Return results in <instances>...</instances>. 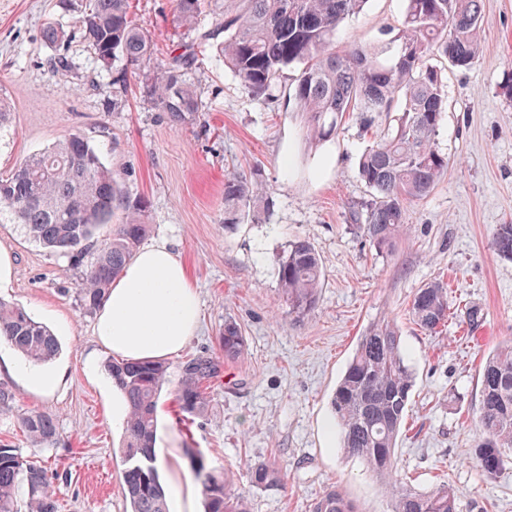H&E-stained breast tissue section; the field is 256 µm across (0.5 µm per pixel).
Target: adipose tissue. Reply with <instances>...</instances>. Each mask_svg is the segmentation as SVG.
<instances>
[{
	"label": "adipose tissue",
	"instance_id": "1",
	"mask_svg": "<svg viewBox=\"0 0 512 512\" xmlns=\"http://www.w3.org/2000/svg\"><path fill=\"white\" fill-rule=\"evenodd\" d=\"M201 304L179 253L159 239L141 247L101 304L94 333L117 359L162 360L183 349Z\"/></svg>",
	"mask_w": 512,
	"mask_h": 512
}]
</instances>
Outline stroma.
<instances>
[{
    "instance_id": "35a3bbf8",
    "label": "stroma",
    "mask_w": 512,
    "mask_h": 512,
    "mask_svg": "<svg viewBox=\"0 0 512 512\" xmlns=\"http://www.w3.org/2000/svg\"><path fill=\"white\" fill-rule=\"evenodd\" d=\"M81 2L0 0V93L12 110L0 127V174L82 134L130 197L143 202L146 242L166 238L179 251L199 290L203 319L168 361L156 440L169 462L163 485L174 472L190 474L185 451L197 448L209 467L232 475L249 512H308L335 482L362 512H390L375 477L341 450L331 405L359 337L386 316L398 326L416 376L395 451L399 476L421 491L449 485L459 512H512V463L489 479L473 459L481 366L512 338V260L490 249L496 226L512 223V99L502 93L512 76V0H484L488 24L478 59L444 73L448 110L437 145L450 158L448 173L408 206V236L388 255L377 253L350 220L351 208L367 196L357 172L369 143L362 113H350L333 137L309 140L287 86L270 99L252 97L210 43L194 44L198 61L190 73L203 110L172 123L144 96L138 76H130L126 96H113L112 70L79 36L64 48L67 76L49 71L54 50L43 29L52 21L72 31ZM129 3L136 26L156 37L158 59L194 43L174 24L175 0ZM403 10V0H369L340 26L337 48L385 45ZM256 166L267 212L258 222L225 223V175ZM298 237L314 245L323 265L317 308L301 322L288 315L276 265ZM0 248L16 263L0 298L50 327L61 351L48 368L66 376L49 396L27 392L20 376L8 377L16 399L12 413L0 415V445L47 467L59 512H127L124 430L112 423L105 371L110 354L96 342L93 313L80 304L79 271L68 252L34 242L7 216L0 218ZM439 278L448 285L453 317L430 334L410 321L407 308L417 288ZM469 305L484 314L473 333L462 318ZM228 318L240 325L246 349L223 363L209 388L208 412L182 424L175 402L180 369L198 355L220 356ZM31 411L56 415L54 443L30 442L19 417ZM268 458L282 465L283 488L250 489L249 463Z\"/></svg>"
}]
</instances>
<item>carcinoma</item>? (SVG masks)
I'll use <instances>...</instances> for the list:
<instances>
[{
    "instance_id": "1",
    "label": "carcinoma",
    "mask_w": 512,
    "mask_h": 512,
    "mask_svg": "<svg viewBox=\"0 0 512 512\" xmlns=\"http://www.w3.org/2000/svg\"><path fill=\"white\" fill-rule=\"evenodd\" d=\"M212 0H175L176 23L194 28ZM215 26L198 32L201 43L215 41L224 65L239 85L264 97L294 68L289 99L305 117L307 129L325 140L338 132L349 112H371L372 127L384 126L358 159V174L369 192L352 207L351 222L362 229L381 253L394 250L406 229V206L427 197L448 174L450 159L437 144L448 106L442 72L445 66L468 67L478 58L487 20L482 0H404L399 27L374 52L359 47L336 50V31L360 13L368 0H222ZM83 43L108 68L121 58L142 75L145 97L179 122L201 111V101L188 79L197 62L194 47L162 63L153 60L154 41L130 18L129 0H89L75 20ZM260 173L224 179V223L260 214L267 208ZM124 222L98 235L112 214ZM27 227L31 237L53 248L67 249L81 269V306H100L148 232L145 210L130 199L112 169L81 134L74 133L28 156L0 177V216ZM490 249L512 260V224L497 225ZM278 279L288 316L301 321L315 310L323 272L314 246L292 240L277 258ZM408 315L421 329L433 332L450 317L448 287L432 281L417 289ZM0 339L6 340L33 366L51 362L60 344L45 324L23 308L0 300ZM224 360L243 354L245 336L238 323L224 320L219 337ZM105 369L128 403L125 421V468L122 489L130 512H167L165 491L154 463L157 405L168 382L164 360L124 362L110 359ZM221 371L220 361L199 355L183 364L177 402L186 419L210 405L208 384ZM415 387L402 336L384 318L359 338L355 353L336 385L332 408L344 453L358 458L384 485L392 512H458L446 485L420 492L396 474L395 448ZM20 423L36 445L54 441L57 418L33 411ZM512 454V340L482 366L479 433L474 459L481 472L495 478ZM185 455L201 484L207 512H249L245 497L233 488L229 474L209 469L197 448ZM254 490L283 486L282 468L267 459L250 465ZM310 512H359L341 485L328 486L309 505ZM0 512H57L56 490L49 471L15 449L0 447Z\"/></svg>"
}]
</instances>
